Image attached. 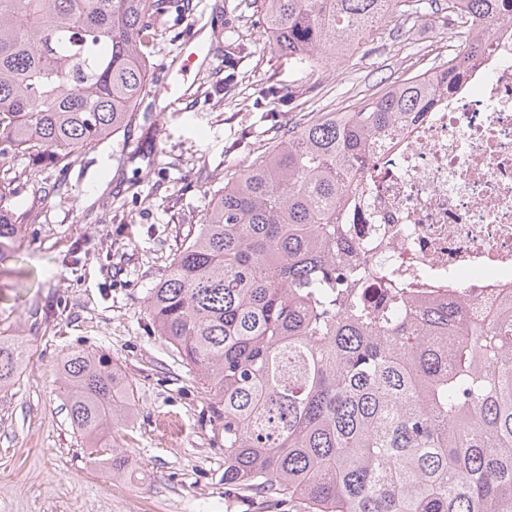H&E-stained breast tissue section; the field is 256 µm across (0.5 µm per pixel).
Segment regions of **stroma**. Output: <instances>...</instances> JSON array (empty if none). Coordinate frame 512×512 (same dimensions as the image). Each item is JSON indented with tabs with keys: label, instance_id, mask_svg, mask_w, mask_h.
Listing matches in <instances>:
<instances>
[{
	"label": "stroma",
	"instance_id": "1",
	"mask_svg": "<svg viewBox=\"0 0 512 512\" xmlns=\"http://www.w3.org/2000/svg\"><path fill=\"white\" fill-rule=\"evenodd\" d=\"M442 9L396 16L347 59L301 70L269 42L260 0H181L162 25L154 71L188 36L216 59L190 75L178 99L157 97L159 139L138 125L83 154L60 177L26 156L9 164L25 233L0 276V334L27 341L28 359L0 391V512H290L224 483V431L195 373L157 336L147 310L213 194L276 134L312 112H351L398 78L436 68L448 45ZM285 87L292 99L269 96ZM76 350L109 356L136 394L134 417L112 436L132 462L115 476L94 462L70 422L61 361Z\"/></svg>",
	"mask_w": 512,
	"mask_h": 512
}]
</instances>
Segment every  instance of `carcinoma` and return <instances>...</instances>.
<instances>
[{
    "instance_id": "cac0c4a2",
    "label": "carcinoma",
    "mask_w": 512,
    "mask_h": 512,
    "mask_svg": "<svg viewBox=\"0 0 512 512\" xmlns=\"http://www.w3.org/2000/svg\"><path fill=\"white\" fill-rule=\"evenodd\" d=\"M174 0H0V161L61 178L157 97L151 57ZM276 51L344 59L407 0H263ZM467 35L433 70L356 112H323L217 191L147 295L156 332L195 369L224 426V483L303 512H512V308L466 323L364 263L340 203L376 141L452 89L491 49L512 0H448ZM23 224L0 191V264ZM379 288L374 294L371 289ZM24 342L0 337V390ZM72 426L114 475L112 425L132 384L105 354L67 356Z\"/></svg>"
}]
</instances>
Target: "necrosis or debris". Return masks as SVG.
<instances>
[{
  "instance_id": "necrosis-or-debris-1",
  "label": "necrosis or debris",
  "mask_w": 512,
  "mask_h": 512,
  "mask_svg": "<svg viewBox=\"0 0 512 512\" xmlns=\"http://www.w3.org/2000/svg\"><path fill=\"white\" fill-rule=\"evenodd\" d=\"M404 294L466 318L512 298V24L451 91L386 137L340 211Z\"/></svg>"
}]
</instances>
